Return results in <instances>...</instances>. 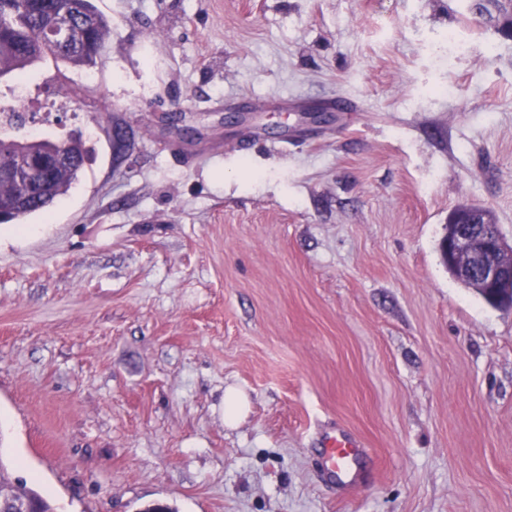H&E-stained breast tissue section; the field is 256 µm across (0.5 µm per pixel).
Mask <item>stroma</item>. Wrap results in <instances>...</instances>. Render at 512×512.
<instances>
[{
	"instance_id": "1",
	"label": "stroma",
	"mask_w": 512,
	"mask_h": 512,
	"mask_svg": "<svg viewBox=\"0 0 512 512\" xmlns=\"http://www.w3.org/2000/svg\"><path fill=\"white\" fill-rule=\"evenodd\" d=\"M97 5L105 54L41 64L21 130L93 155L36 235L0 224L10 479L56 512H512V309L439 255L462 203L512 242V38L470 0ZM323 449V475L330 483L340 482L350 489L356 484L354 465L358 462L362 449L360 443L345 431L326 438Z\"/></svg>"
}]
</instances>
